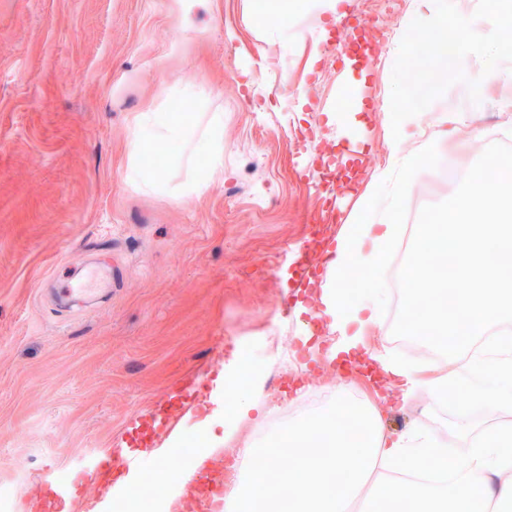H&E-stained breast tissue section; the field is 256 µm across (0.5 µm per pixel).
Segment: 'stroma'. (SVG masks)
I'll list each match as a JSON object with an SVG mask.
<instances>
[{"mask_svg":"<svg viewBox=\"0 0 512 512\" xmlns=\"http://www.w3.org/2000/svg\"><path fill=\"white\" fill-rule=\"evenodd\" d=\"M301 9L287 28L264 17L261 0H0V512L14 494L36 490L55 461L65 478L82 462L125 443L142 477L176 463L183 439H204L197 456L276 444L290 422L339 394L381 401L363 378L337 373L336 343L312 307H299L291 265L320 226L333 241L354 224L358 200L387 153L382 118L404 77L396 54L404 19L423 0H327ZM362 90L366 146L346 158L350 184L308 179L321 148L350 128L337 111L344 82ZM465 83L437 82L422 107L409 156L433 155L413 169L399 205L419 215L451 197L449 167L469 170L488 146L472 129L512 124V79L487 84L484 98L451 135L434 119L463 111ZM224 115V163L206 142L173 141L157 164L162 189L131 180V141L147 112L174 103ZM205 185L187 186L192 171ZM99 261L112 268L100 302L64 306L51 279ZM288 347L292 363L257 378L260 408L235 417L223 382L263 342ZM210 387L207 407L181 422V443L160 458L129 430V415L186 381ZM387 432L414 424L462 463L473 438L512 423L473 412L469 428L447 405L419 392L383 416Z\"/></svg>","mask_w":512,"mask_h":512,"instance_id":"stroma-1","label":"stroma"}]
</instances>
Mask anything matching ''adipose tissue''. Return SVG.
Returning a JSON list of instances; mask_svg holds the SVG:
<instances>
[{"mask_svg": "<svg viewBox=\"0 0 512 512\" xmlns=\"http://www.w3.org/2000/svg\"><path fill=\"white\" fill-rule=\"evenodd\" d=\"M426 8L404 22L406 30L428 33L435 40L439 55L454 53L476 59L480 67L467 78L469 101L478 103L486 83L506 75L498 60L512 55V41L501 34L512 30V14L502 13L496 0H484L475 16L449 17L443 0H426ZM425 121L424 113L398 106L386 114L384 123L389 157L372 180L371 192L360 201V228H342L335 238L327 275L309 298L319 308L328 327L339 341L335 353L352 354L361 344L364 329L373 324L376 312L366 304L348 300L343 288L350 270L380 271L389 259L398 229L393 224H372L368 217L377 198L375 192L393 181L396 170L411 172L415 161L405 155L403 144ZM390 377L395 400L403 402L417 390L432 400L445 401L449 388L467 392L470 403L494 404L512 408V391L500 389L499 380L512 378V349L471 358L449 367L447 373L430 377L425 368L397 361L381 362ZM382 415L371 406L337 400L322 411L293 421L282 435L278 447L259 449L262 468L250 470L236 487L230 504L232 512H351L369 473L378 461H388L409 470L432 466L448 469V451L419 425L390 436L382 430ZM292 453L297 461L290 476L293 495L282 500L272 488L275 466L282 452ZM512 503V426H496L477 436L449 488L417 485L408 490L379 480L370 498L371 506L404 502L406 512H477L479 499Z\"/></svg>", "mask_w": 512, "mask_h": 512, "instance_id": "ef3b65f1", "label": "adipose tissue"}]
</instances>
